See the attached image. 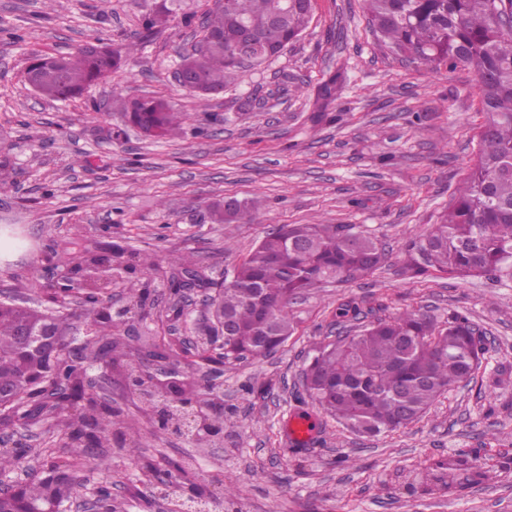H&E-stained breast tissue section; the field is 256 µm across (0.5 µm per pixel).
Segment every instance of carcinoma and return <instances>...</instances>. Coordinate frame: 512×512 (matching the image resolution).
<instances>
[{"label":"carcinoma","mask_w":512,"mask_h":512,"mask_svg":"<svg viewBox=\"0 0 512 512\" xmlns=\"http://www.w3.org/2000/svg\"><path fill=\"white\" fill-rule=\"evenodd\" d=\"M369 24L393 51L435 70L454 72L467 65L475 73L485 122L470 173L455 190L454 203L419 241L405 245L400 273L418 277L431 270L465 280L512 279V28L504 15L512 0H365ZM283 10V24L270 23ZM311 0H217L204 23V33L179 66L190 77L178 87L189 95L212 94L234 81L245 63L236 59V44L251 36L261 63L280 54L307 27ZM121 59L98 45H87L69 57H36L26 73L36 76V92L67 101L88 84L106 77ZM129 122L145 135L167 139L180 128L178 113L160 98L123 99ZM253 206L236 201L224 208L216 202L210 218L226 226L253 221ZM384 260L377 239L341 224H284L267 234L224 283L211 307L232 327L224 336L223 363L266 355L292 336L296 316L290 309L303 292L324 283L351 282L375 270ZM129 301L145 300L148 283L136 276L124 280ZM87 326L104 341L98 351L106 359L119 348L118 323L102 312L104 300L85 301ZM55 322L58 333L73 329L72 316L47 314L38 308L0 306V384L19 389L53 381L45 367L34 370L16 338L21 323ZM304 370L308 395L330 416L376 436L418 420L449 388L470 382L480 367L474 324L453 311L443 327L426 313L406 311L348 331L336 343L319 344ZM179 401L214 407L211 393L186 381ZM121 415L100 408L80 391L59 404L54 416L66 420L76 456L39 466L33 477L17 485L4 500L7 512H58L77 484L86 457L101 460V435ZM25 451L0 450V472L27 462ZM485 477L477 456L460 450L433 463L422 482L450 493Z\"/></svg>","instance_id":"obj_1"}]
</instances>
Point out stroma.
I'll return each instance as SVG.
<instances>
[{"mask_svg": "<svg viewBox=\"0 0 512 512\" xmlns=\"http://www.w3.org/2000/svg\"><path fill=\"white\" fill-rule=\"evenodd\" d=\"M214 0H0V225L24 237L23 249L0 238V300L48 309L46 268L116 244L144 258L137 275L153 292L142 330L179 352L178 370L223 399L221 439L197 444L162 430L142 413L120 375L106 364L90 372L99 404L120 408L105 461L86 459L79 488L61 512H78L98 486L112 489L113 512H182L186 488L209 499L210 512H512V282L460 281L442 274L401 276V250L426 235L470 171L484 121L473 71L436 73L391 52L373 34L364 0H313L312 18L284 52L243 69L212 95L192 97L174 75L203 34ZM169 8L166 24L146 32L143 18ZM101 42L122 56L108 80L75 100L50 103L23 80L37 55H73ZM341 75L334 100L318 91ZM165 97L186 120L179 137L160 141L135 130L112 100ZM335 121L313 123L318 109ZM423 120H416V113ZM222 197L251 200L254 220L232 231L211 223ZM346 224L374 235L382 266L351 283L325 284L298 297L297 326L270 354L211 366L183 353L205 304L191 294L174 318L161 287L179 275L172 253L191 256L207 290L223 285L255 245L282 224ZM354 302L368 323L421 311L445 320L466 313L491 347L473 382L449 390L420 420L372 437L338 423L302 389L314 345L335 339L336 309ZM307 411L319 422L311 447L290 445L284 425ZM42 458L72 454L63 424L51 420L6 439ZM477 450L485 479L452 495L408 490L436 459ZM187 465L166 499L152 474ZM234 486L235 499L224 497Z\"/></svg>", "mask_w": 512, "mask_h": 512, "instance_id": "stroma-1", "label": "stroma"}]
</instances>
